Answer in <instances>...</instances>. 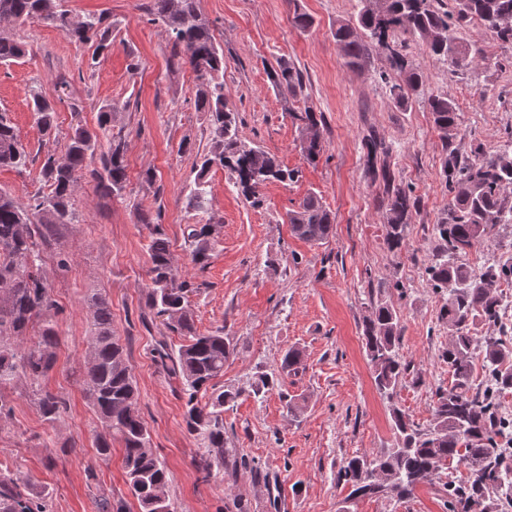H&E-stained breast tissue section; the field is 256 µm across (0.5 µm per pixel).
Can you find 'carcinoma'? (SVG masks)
I'll return each mask as SVG.
<instances>
[{
  "mask_svg": "<svg viewBox=\"0 0 512 512\" xmlns=\"http://www.w3.org/2000/svg\"><path fill=\"white\" fill-rule=\"evenodd\" d=\"M63 2L0 0V20L22 23L39 19L75 42L91 44L92 58H100L112 47V32L93 16L76 17ZM437 2L358 0L354 19L339 22L333 29L342 65L353 71L369 70L377 50H385L391 69L407 71L405 84L389 88L395 103L404 106L421 83V75L406 70L403 55L393 47L398 35L422 40L433 56L457 67L468 66L476 53L475 48L457 41L454 27L460 21L475 18L495 39L512 44V0H454L453 14L435 7ZM154 15L172 46L171 64L177 68L188 66L196 74L198 108L211 113L214 125L210 148L197 165L195 189L187 197V207L205 211L204 186L214 166L226 169L248 198L266 183L293 180L295 171L261 147L238 138L236 117L227 106L224 80L220 79L224 53L198 13L197 0H154ZM23 56L20 42L0 35V64ZM270 80L277 90L292 98L302 88L301 73L285 62L270 72ZM428 106L443 140L453 138L459 125L453 101L435 95ZM116 111L118 107L112 103L99 108L100 132L107 130ZM33 112L42 131L51 134L56 114L53 103L36 95ZM295 119L301 122V149L307 160L314 161L324 150L316 112L308 108L297 113ZM100 132L78 125L63 158L46 155L41 177L48 193L34 197L33 202L26 204L0 191V388L21 377L27 379L40 415L51 427L67 414L68 403L43 384L54 366L60 337L56 322L48 318L58 312L59 306L50 294L41 252L56 225L73 221V198L80 180L90 179L109 197H119L126 189L125 142L115 136L105 147ZM365 144L366 173L372 181L383 183L386 243L390 250H398L417 209V199L411 190L395 182L385 164L379 163L386 153L382 139L371 131ZM26 161L27 152L14 125L0 113V168H20ZM442 174L448 188V217L434 225L438 247L426 273L443 295L441 316L448 324V346L442 359L448 364L451 383L436 393L429 427L415 425L394 405L392 447L345 462L340 476L349 487L347 502L351 504L368 496L408 497L419 485L440 478L443 470L455 462L464 465L469 475L461 483H446L448 512H495L491 494L512 492V469L504 466L499 443L503 430L512 428V420L499 418L497 412V398L512 390V346L494 336L478 338L472 332L479 323L499 320L504 305L498 283L512 276V264H491L476 273L459 261L492 227L512 224V194L507 192L512 187V138L490 153L478 144L467 156L454 151L445 155ZM287 222L294 236L315 246L329 238L334 217L321 197L311 192L288 210ZM139 223L148 230L149 237V305L182 338L171 371L184 384L187 429L203 441L198 468L207 475L213 471L219 474L228 467L231 457L230 449L224 447V405L235 401L239 392H216L214 387L234 347L221 330L197 331L189 312L194 283L175 267L161 225L144 212L139 214ZM215 230L210 218L185 228L192 261L201 268L208 264ZM87 304L92 333L86 352V385L101 427L96 435L97 453L109 456L112 439H119L126 483L141 512H174L166 493L167 471L151 448L125 346L112 332V302L94 289L87 296ZM36 320L41 328L37 340L30 344L27 331ZM401 338L397 311L382 302L371 306L362 325V343L374 382L389 399L408 370L400 355ZM477 350L482 354L485 373L479 390L473 388ZM202 395L208 396L204 403ZM0 512H48V504L31 477L0 469Z\"/></svg>",
  "mask_w": 512,
  "mask_h": 512,
  "instance_id": "cac0c4a2",
  "label": "carcinoma"
}]
</instances>
